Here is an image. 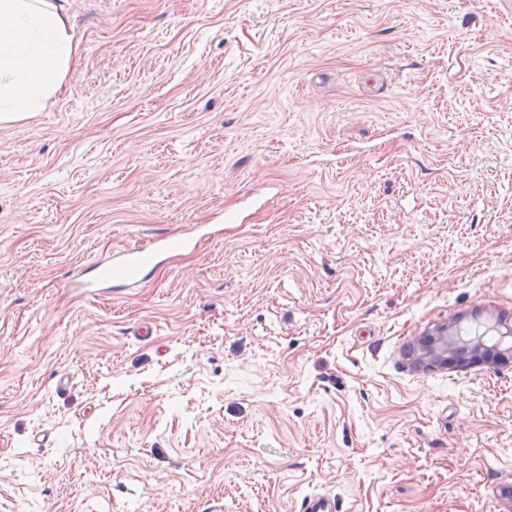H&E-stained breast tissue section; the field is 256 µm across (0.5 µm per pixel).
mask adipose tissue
<instances>
[{
	"instance_id": "ef3b65f1",
	"label": "adipose tissue",
	"mask_w": 512,
	"mask_h": 512,
	"mask_svg": "<svg viewBox=\"0 0 512 512\" xmlns=\"http://www.w3.org/2000/svg\"><path fill=\"white\" fill-rule=\"evenodd\" d=\"M76 52L62 0H0V122L44 111Z\"/></svg>"
}]
</instances>
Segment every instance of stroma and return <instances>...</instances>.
I'll use <instances>...</instances> for the list:
<instances>
[{"label":"stroma","instance_id":"stroma-1","mask_svg":"<svg viewBox=\"0 0 512 512\" xmlns=\"http://www.w3.org/2000/svg\"><path fill=\"white\" fill-rule=\"evenodd\" d=\"M64 6L68 88L0 123V512H512V362L412 356L512 320V0ZM171 238L167 235L157 236L143 245L114 251L106 260H96L92 264L95 277L76 281L75 288H80L82 294L86 295H94L105 288H114V292L123 291L122 288H139L145 280V259L166 250ZM499 346L488 345L485 337L463 336V330L456 326L438 328L435 332L421 336L417 341L415 363L423 368H444L450 357L460 348H465L476 361L496 363L500 355L492 353ZM336 499L326 493H311L303 497L300 512H335Z\"/></svg>","mask_w":512,"mask_h":512}]
</instances>
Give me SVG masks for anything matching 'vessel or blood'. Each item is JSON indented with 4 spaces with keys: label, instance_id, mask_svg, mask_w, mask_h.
<instances>
[{
    "label": "vessel or blood",
    "instance_id": "vessel-or-blood-1",
    "mask_svg": "<svg viewBox=\"0 0 512 512\" xmlns=\"http://www.w3.org/2000/svg\"><path fill=\"white\" fill-rule=\"evenodd\" d=\"M170 236H157L145 244L114 251L112 256L95 261L93 279L78 281L83 294L93 295L107 288H137L144 280L145 260L166 250ZM300 512H336V500L325 493H311L303 497Z\"/></svg>",
    "mask_w": 512,
    "mask_h": 512
}]
</instances>
